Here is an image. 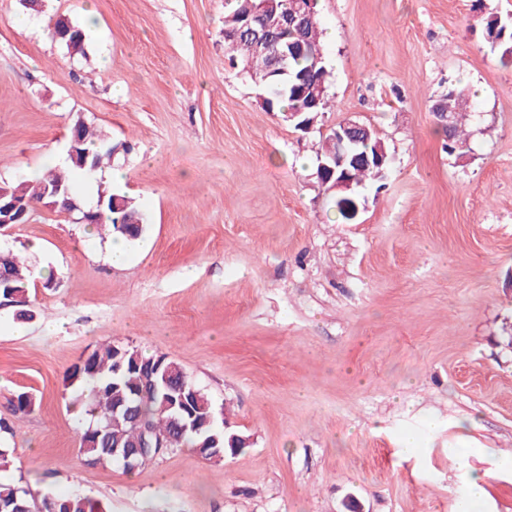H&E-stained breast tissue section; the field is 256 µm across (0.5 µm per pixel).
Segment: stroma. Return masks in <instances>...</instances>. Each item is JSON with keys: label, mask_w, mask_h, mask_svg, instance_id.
I'll return each mask as SVG.
<instances>
[{"label": "stroma", "mask_w": 512, "mask_h": 512, "mask_svg": "<svg viewBox=\"0 0 512 512\" xmlns=\"http://www.w3.org/2000/svg\"><path fill=\"white\" fill-rule=\"evenodd\" d=\"M88 4L74 54L50 24ZM472 5L318 0L332 106L303 132L231 64L224 0H0V185L64 162L80 119L147 218L125 268L112 236L42 206L0 237L48 273L26 335L0 306V480L102 512H457L468 469L483 512H512V67ZM452 84L471 91L459 154L432 112ZM346 120L392 157L350 220L316 178ZM107 341L179 363L248 446L87 465L66 376ZM22 392L37 404L17 415Z\"/></svg>", "instance_id": "obj_1"}]
</instances>
